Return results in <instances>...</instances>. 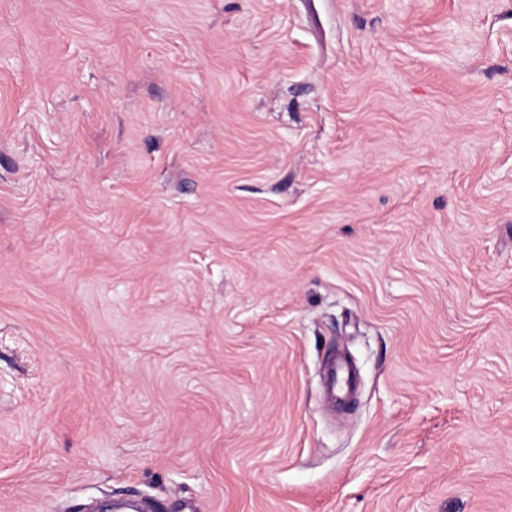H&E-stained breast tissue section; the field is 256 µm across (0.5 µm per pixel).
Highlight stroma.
<instances>
[{"mask_svg":"<svg viewBox=\"0 0 512 512\" xmlns=\"http://www.w3.org/2000/svg\"><path fill=\"white\" fill-rule=\"evenodd\" d=\"M120 496L512 512V0H0V512ZM328 369L330 378V391L335 397H340L345 389H350L355 385V376L348 363L333 353L328 358Z\"/></svg>","mask_w":512,"mask_h":512,"instance_id":"1","label":"stroma"}]
</instances>
